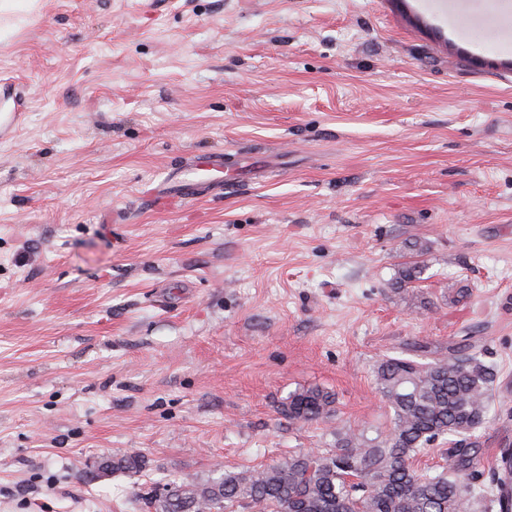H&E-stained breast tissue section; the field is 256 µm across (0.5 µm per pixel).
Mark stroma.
I'll list each match as a JSON object with an SVG mask.
<instances>
[{
  "instance_id": "obj_1",
  "label": "stroma",
  "mask_w": 512,
  "mask_h": 512,
  "mask_svg": "<svg viewBox=\"0 0 512 512\" xmlns=\"http://www.w3.org/2000/svg\"><path fill=\"white\" fill-rule=\"evenodd\" d=\"M480 51H472L471 41ZM0 512H144L387 421L384 356L469 336L512 449V44L416 0H31L0 15ZM224 148L219 197L164 171ZM424 245L422 273L395 283ZM335 417L294 423L299 388ZM136 451L137 477L102 470ZM335 405L332 393L322 387L311 386L290 395L282 407V413L293 422H316L333 417Z\"/></svg>"
}]
</instances>
